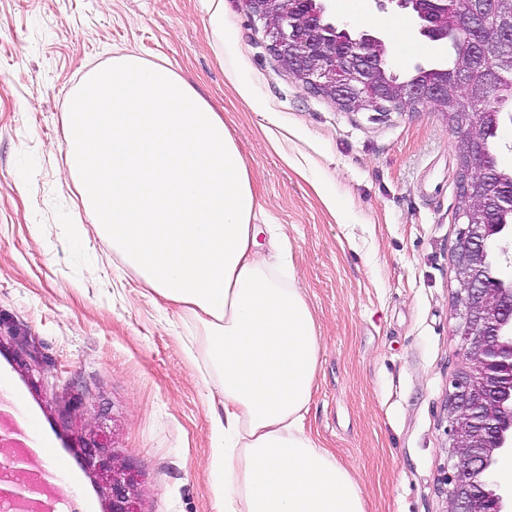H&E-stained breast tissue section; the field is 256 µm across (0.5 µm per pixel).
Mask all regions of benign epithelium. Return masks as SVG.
Instances as JSON below:
<instances>
[{"mask_svg":"<svg viewBox=\"0 0 512 512\" xmlns=\"http://www.w3.org/2000/svg\"><path fill=\"white\" fill-rule=\"evenodd\" d=\"M247 13L264 23L269 49L296 82L347 112H406L430 103L443 112L454 131L453 149L461 179L457 191L454 244L455 335L462 342L465 367L448 394V461L442 478L450 512H512V489L494 479V468L512 454V280H488L485 270L494 251L512 250V224H487L481 202L498 189L483 176L485 149L481 136L489 117L495 72H487V94L463 99L448 81L401 84L385 60L383 39L369 30L357 36L337 31L328 20L327 0H243ZM419 20L420 33L448 39V28L467 37L472 54L489 32L499 34L504 49L500 63L512 67V0H467L448 15L446 0H398ZM16 440L0 434V452L9 456L14 473L27 459L15 451ZM80 454L102 480L108 512H136L138 482L115 449L91 434ZM0 500L15 512H40L20 494L0 488Z\"/></svg>","mask_w":512,"mask_h":512,"instance_id":"benign-epithelium-1","label":"benign epithelium"}]
</instances>
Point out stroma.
<instances>
[{
    "mask_svg": "<svg viewBox=\"0 0 512 512\" xmlns=\"http://www.w3.org/2000/svg\"><path fill=\"white\" fill-rule=\"evenodd\" d=\"M0 0V388L38 444L68 462L55 505L107 512L79 441L96 431L138 481L137 512H215L208 460L219 403L205 395L204 340L98 238L64 164L61 116L91 69L133 52L177 70L238 142L262 207L288 241L321 351L306 430L360 482L367 512H448L446 401L463 364L454 334V134L432 104L343 112L295 82L241 0ZM358 9L364 24L346 8ZM330 16L383 38L394 75L445 68L395 0H330ZM402 25L396 40L391 22ZM279 124L266 139L265 113ZM343 200L324 206L310 182ZM81 223V240L64 227ZM39 236H32V227Z\"/></svg>",
    "mask_w": 512,
    "mask_h": 512,
    "instance_id": "stroma-1",
    "label": "stroma"
}]
</instances>
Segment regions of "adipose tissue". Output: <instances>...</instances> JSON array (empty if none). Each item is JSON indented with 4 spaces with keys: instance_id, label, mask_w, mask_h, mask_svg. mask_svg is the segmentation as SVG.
I'll use <instances>...</instances> for the list:
<instances>
[{
    "instance_id": "adipose-tissue-1",
    "label": "adipose tissue",
    "mask_w": 512,
    "mask_h": 512,
    "mask_svg": "<svg viewBox=\"0 0 512 512\" xmlns=\"http://www.w3.org/2000/svg\"><path fill=\"white\" fill-rule=\"evenodd\" d=\"M62 170L100 240L205 342L215 512H365L304 425L320 338L287 243L262 249L253 180L222 113L167 65L127 53L63 114Z\"/></svg>"
}]
</instances>
